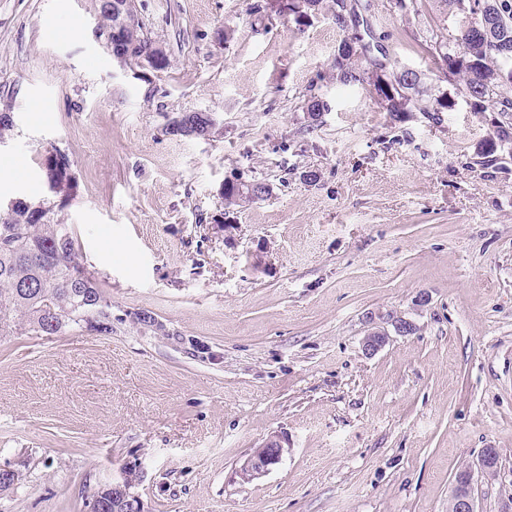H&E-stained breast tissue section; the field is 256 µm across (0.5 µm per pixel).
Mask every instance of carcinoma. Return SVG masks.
<instances>
[{
	"label": "carcinoma",
	"instance_id": "carcinoma-1",
	"mask_svg": "<svg viewBox=\"0 0 512 512\" xmlns=\"http://www.w3.org/2000/svg\"><path fill=\"white\" fill-rule=\"evenodd\" d=\"M458 29L481 22L485 15L495 22L491 36L445 41L438 34L429 38L431 55L452 68L454 90L472 99L476 112H512V100L501 94L512 85V10L497 0H445ZM356 51L339 44L336 69L341 81L374 85L372 68L350 67ZM397 84L395 94L379 103L389 112H408L418 92L417 73H387ZM512 146V122L492 123L489 151ZM52 182L49 194L37 202L18 199L12 208L0 207V336H56L66 331L112 333V302L93 274L82 267L80 254L63 211L77 193L72 168L46 163ZM247 183L224 185L228 206L245 198ZM81 277L74 278L75 273ZM98 509L91 512H121L112 502V485L96 491Z\"/></svg>",
	"mask_w": 512,
	"mask_h": 512
}]
</instances>
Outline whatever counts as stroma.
I'll return each instance as SVG.
<instances>
[{"label": "stroma", "mask_w": 512, "mask_h": 512, "mask_svg": "<svg viewBox=\"0 0 512 512\" xmlns=\"http://www.w3.org/2000/svg\"><path fill=\"white\" fill-rule=\"evenodd\" d=\"M369 3V43L421 77L412 111L340 80L334 0H135L163 70L113 62L101 0H0V198L46 196L65 150V218L112 301L108 335L0 337V466L23 474L0 512H90L131 469L148 512H448L486 448L476 508L512 512V152L480 164L490 116L465 101L428 113L444 0ZM188 111L209 137L167 134ZM237 180L269 194L226 206ZM273 435L280 463L242 481Z\"/></svg>", "instance_id": "1"}]
</instances>
